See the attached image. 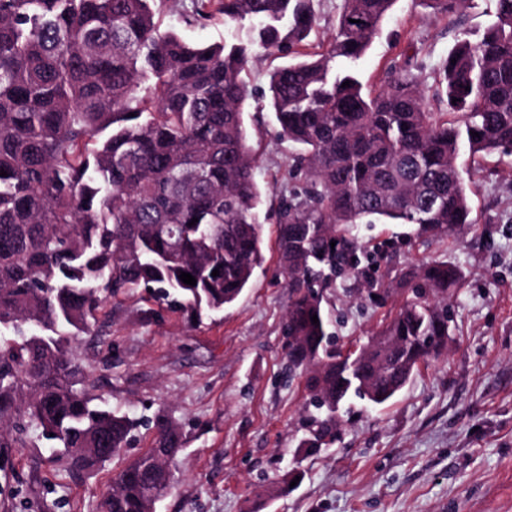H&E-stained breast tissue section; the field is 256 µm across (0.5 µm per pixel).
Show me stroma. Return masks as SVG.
Wrapping results in <instances>:
<instances>
[{
    "instance_id": "obj_1",
    "label": "stroma",
    "mask_w": 512,
    "mask_h": 512,
    "mask_svg": "<svg viewBox=\"0 0 512 512\" xmlns=\"http://www.w3.org/2000/svg\"><path fill=\"white\" fill-rule=\"evenodd\" d=\"M196 0H169L160 21L198 44L248 43L249 24L223 15L194 21ZM494 0H473L460 15L397 0L356 70L371 92L402 74L431 94L434 70L458 30L481 34ZM259 151L266 261L249 288L223 311L196 321L149 306L135 292L106 304L96 334L72 345L108 406L137 420L173 414L187 443L175 486L157 512H512V156L462 154L472 225L458 236L422 235L410 224H364L362 238L387 251L386 270L422 260L455 263L463 284L454 298L456 330L447 355L429 359L393 400L354 401L329 447L298 446L305 398L287 379L282 323L288 275L277 225L294 148L280 140L272 113L248 110ZM342 348L377 331L393 304L372 306L345 282L328 291ZM141 433L123 459L71 477L48 441L0 448V512H100L124 459L145 450ZM297 468L288 492L272 487Z\"/></svg>"
}]
</instances>
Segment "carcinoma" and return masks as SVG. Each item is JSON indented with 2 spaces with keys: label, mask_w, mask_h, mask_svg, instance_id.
I'll use <instances>...</instances> for the list:
<instances>
[{
  "label": "carcinoma",
  "mask_w": 512,
  "mask_h": 512,
  "mask_svg": "<svg viewBox=\"0 0 512 512\" xmlns=\"http://www.w3.org/2000/svg\"><path fill=\"white\" fill-rule=\"evenodd\" d=\"M163 2L0 0V448L34 429L71 475L123 455L140 426L97 403L69 348L95 332L104 303L142 289L199 316L235 303L264 264L244 122L252 48L288 58L270 74L268 106L298 149L289 175L304 179L283 200L277 242L288 368L309 394L307 453L336 436L350 398L389 402L451 342L459 267L422 262L387 281L361 265L358 225L457 235L471 224L461 150L512 155V0H495L480 38L460 32L438 64L446 112L423 109L413 78L373 95L353 69L397 0H343L328 48L312 56L297 47L315 27L314 0H200V19L254 21L248 45L161 30ZM420 3L454 15L469 0ZM338 277L362 282L378 305L402 297L347 355L321 293ZM147 430L151 446L114 474L103 512H146L149 497L171 492L185 436L166 411Z\"/></svg>",
  "instance_id": "carcinoma-1"
}]
</instances>
